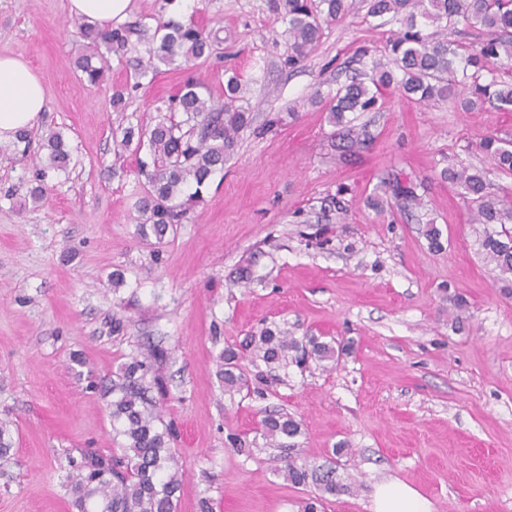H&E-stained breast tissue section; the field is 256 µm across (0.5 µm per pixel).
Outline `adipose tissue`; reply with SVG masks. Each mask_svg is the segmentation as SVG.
Masks as SVG:
<instances>
[{
	"label": "adipose tissue",
	"mask_w": 512,
	"mask_h": 512,
	"mask_svg": "<svg viewBox=\"0 0 512 512\" xmlns=\"http://www.w3.org/2000/svg\"><path fill=\"white\" fill-rule=\"evenodd\" d=\"M45 103L44 87L27 63L16 56H0V142L33 128ZM373 508L374 512H431L422 494L393 479L377 484Z\"/></svg>",
	"instance_id": "adipose-tissue-1"
}]
</instances>
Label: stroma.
Instances as JSON below:
<instances>
[{
	"mask_svg": "<svg viewBox=\"0 0 512 512\" xmlns=\"http://www.w3.org/2000/svg\"><path fill=\"white\" fill-rule=\"evenodd\" d=\"M325 25L296 69L284 67L268 0H131L129 21L194 17L217 29L224 57L196 72L214 94L238 72L256 123L203 191L204 200L163 242L137 234L136 158L115 155L113 83L131 70L108 57L90 85L69 0H0V55L22 57L41 79L46 109L32 130H62L68 175L33 206L21 177L31 157L0 158V422L14 447L0 458V512H76L62 483L68 459L119 452L105 402L88 379L163 351L153 372L161 416L184 483L177 512H301L316 486L279 474L262 436L271 412L302 425L296 453L332 467L344 492L323 512H373L376 484L396 479L433 512H512V280L486 262L484 227L454 186L451 167H486L482 138L512 141V112H461L388 96L363 116L375 139L342 158L323 98L357 68V52L391 64L398 26L367 18L363 0ZM180 70L160 66L129 110L147 121L174 93ZM426 185L419 207L373 206L383 180ZM444 248H429L428 226ZM121 287H113V274ZM466 301L456 328L450 298ZM348 344L332 368L308 361L226 392L219 357L262 327Z\"/></svg>",
	"mask_w": 512,
	"mask_h": 512,
	"instance_id": "1",
	"label": "stroma"
}]
</instances>
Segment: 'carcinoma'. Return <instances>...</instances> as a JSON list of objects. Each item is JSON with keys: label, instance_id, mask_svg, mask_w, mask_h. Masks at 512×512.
Here are the masks:
<instances>
[{"label": "carcinoma", "instance_id": "obj_1", "mask_svg": "<svg viewBox=\"0 0 512 512\" xmlns=\"http://www.w3.org/2000/svg\"><path fill=\"white\" fill-rule=\"evenodd\" d=\"M349 0H270L276 19L286 24L288 52L283 63L290 69L301 65L319 43L323 25L341 19L350 9ZM391 17L400 28L389 41V52L399 71L397 79L388 70L372 66L361 77L340 87L329 107V120L338 127L333 133L336 150L352 156L368 148L374 136L365 126L355 124L360 112L380 110L381 91L396 86L402 96L420 102L452 100L464 112H476L493 103L512 112V79L502 71L501 60L512 61V0H367L366 17ZM431 25L435 31L426 32ZM476 31L477 44L458 40L462 32ZM129 25L100 27L84 20L77 23V37L85 52L75 65L89 83L103 76L107 55L136 50L130 43ZM148 57H137L133 64L134 83L112 87V110L119 118L112 130L116 154H138V175L144 178L135 203L138 234L147 240L162 241L170 228L188 219L190 210L203 199V188L213 176L224 171V162L237 150L241 134L250 129L255 135L271 131L281 119L274 117L259 128L242 101L238 75L228 77L224 97L216 98L206 84L189 77L177 92L156 101L151 122L131 121L126 115L130 92L143 85V79L156 76L158 64L191 70L214 56H222V40L212 30L189 21L158 19L152 34ZM31 143L29 132L0 145V156L26 154ZM40 148L45 160L22 177L28 196L38 204L45 197L48 181L68 173L73 149L61 132L49 131ZM480 148L492 169L512 176V145L494 136L484 138ZM454 185L478 224H498L500 230L485 231L480 246L486 260L502 276H512V196L490 191L486 172L467 167H451L443 173ZM195 187L188 195L186 189ZM424 183L399 177L383 184L384 193L406 207L421 204L417 189ZM253 361L275 369L298 364L309 355L319 362H338L345 348L305 336L298 340L269 327L249 338ZM151 353L141 360L120 365L115 378L105 388L112 397L109 416L112 428L124 438L122 455L104 457L85 452L68 461L67 482L77 512H177L184 474L168 448L170 429L158 427L160 416L148 397L146 378ZM238 354L224 349V390L238 391L247 380L236 372ZM263 435L274 445L288 450L281 459L285 479L294 486H317L320 495L305 502L303 512H318L323 495H336L344 487L336 482L334 471L311 466L291 455L296 444H285L301 434L298 421L286 414L262 420Z\"/></svg>", "mask_w": 512, "mask_h": 512}]
</instances>
